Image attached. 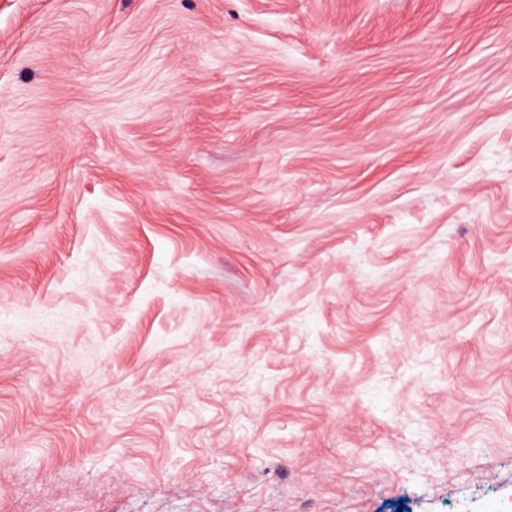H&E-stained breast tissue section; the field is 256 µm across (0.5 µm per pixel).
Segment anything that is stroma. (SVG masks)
Masks as SVG:
<instances>
[{
    "label": "stroma",
    "mask_w": 512,
    "mask_h": 512,
    "mask_svg": "<svg viewBox=\"0 0 512 512\" xmlns=\"http://www.w3.org/2000/svg\"><path fill=\"white\" fill-rule=\"evenodd\" d=\"M0 512H512V0H0Z\"/></svg>",
    "instance_id": "stroma-1"
}]
</instances>
